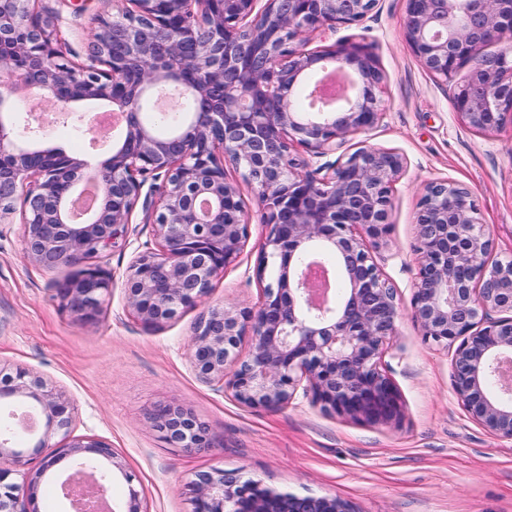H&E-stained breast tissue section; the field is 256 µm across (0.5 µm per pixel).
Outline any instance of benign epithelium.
Returning <instances> with one entry per match:
<instances>
[{
  "label": "benign epithelium",
  "mask_w": 512,
  "mask_h": 512,
  "mask_svg": "<svg viewBox=\"0 0 512 512\" xmlns=\"http://www.w3.org/2000/svg\"><path fill=\"white\" fill-rule=\"evenodd\" d=\"M30 2L0 0V220L19 200L29 261L87 262L58 285L61 308L98 321L111 277L93 260L124 237L138 206L156 247L129 265V313L155 329L204 303L249 240L229 163L243 170L269 226L258 277L270 266L275 274L259 306L201 312L189 348L195 375L251 409H286L303 397L350 420L400 422L401 395L384 364L400 307L374 252L389 240L404 158L360 145L321 162L379 123L384 75L360 43L308 48L311 34L358 24L379 0H112V10L93 18L82 63L67 56L59 16ZM402 26L435 77L450 81L469 66L454 93L466 127L496 132L512 120V51L484 52L512 40V0H407ZM328 62L344 76L343 91L324 112L300 111L298 92ZM171 85L192 112L162 139L139 116L146 91ZM99 101L123 110L127 124L121 143L95 164L37 146L41 127L20 131L13 120L21 111L66 116L73 103ZM151 178L162 183L148 187ZM88 179L100 205L75 222L69 205ZM414 251L411 317L423 341L453 349L452 386L467 413L512 440V384L502 372L512 361V254L495 255L469 189L448 179L422 188ZM327 254L345 282L339 302L318 288ZM9 402L31 405L42 430L26 448L0 433V512H39V482L64 460L121 468L108 442L71 436L74 402L29 368L0 369V403ZM150 421L174 447H210L208 428L180 406L162 405ZM186 488L190 512H349L335 496H299L222 468L195 473Z\"/></svg>",
  "instance_id": "obj_1"
}]
</instances>
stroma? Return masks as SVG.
<instances>
[{
    "mask_svg": "<svg viewBox=\"0 0 512 512\" xmlns=\"http://www.w3.org/2000/svg\"><path fill=\"white\" fill-rule=\"evenodd\" d=\"M60 14V36L83 62L91 21L104 0H36ZM406 0H379L359 24L313 34L317 48L346 38L369 46L384 74L383 120L347 139L391 149L407 162L393 189L388 247L375 259L398 292V334L385 357L404 402L399 425L329 415L305 400L282 410H256L199 381L188 343L200 308L180 310L159 329L125 310L124 281L151 225L135 209L125 239L103 262L111 274L99 322L86 324L61 309L58 283L83 268L73 262L43 268L22 251L18 215L0 223V369L21 365L64 391L76 405L73 433L109 442L120 464L112 501L123 507L129 488L144 512H190L185 485L200 471L236 470L247 479L298 495H334L350 512H512V440L474 422L454 392L452 352L425 343L410 317L417 257L415 215L425 181L448 178L468 187L496 253H512V124L485 134L466 128L449 85L417 61L401 25ZM250 236L238 260L212 282L213 305L257 306V276L268 228L253 191L242 186ZM178 404L209 429L212 445L167 444L148 417ZM136 475L127 484L126 472Z\"/></svg>",
    "mask_w": 512,
    "mask_h": 512,
    "instance_id": "stroma-1",
    "label": "stroma"
}]
</instances>
